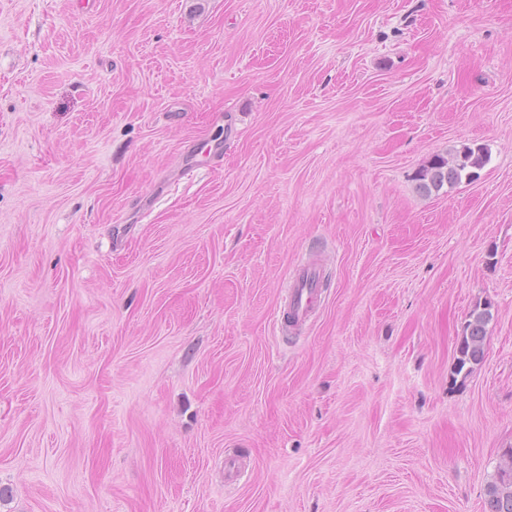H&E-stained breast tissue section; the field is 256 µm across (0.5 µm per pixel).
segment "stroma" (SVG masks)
<instances>
[{"instance_id":"35a3bbf8","label":"stroma","mask_w":512,"mask_h":512,"mask_svg":"<svg viewBox=\"0 0 512 512\" xmlns=\"http://www.w3.org/2000/svg\"><path fill=\"white\" fill-rule=\"evenodd\" d=\"M510 448L512 0H0V512H484ZM487 160L488 155L482 147L463 146L450 153L435 154L416 172V189L424 195H430L445 185L451 187L460 183L463 177L469 182L475 180L479 176L476 170L482 169ZM321 273L312 263L299 265L294 272L288 291L287 304L276 318V327L280 334H287L288 327H302L319 307L321 302ZM288 311V318L284 312ZM490 304L484 303L483 308L477 306L469 315V320L463 328L457 347L456 375L464 371V378L472 371L473 365L478 364L484 357V337L486 326L492 320Z\"/></svg>"}]
</instances>
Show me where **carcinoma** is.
Here are the masks:
<instances>
[{
  "mask_svg": "<svg viewBox=\"0 0 512 512\" xmlns=\"http://www.w3.org/2000/svg\"><path fill=\"white\" fill-rule=\"evenodd\" d=\"M487 160L488 155L481 147L463 146L450 153L436 154L416 172V189L429 195L440 191L446 185H456L464 178L475 180L478 178V170L485 166ZM492 318L488 303L470 313L458 342L456 374H470L473 365L483 359L486 326ZM485 494V512H512V471L506 473L498 467L495 468Z\"/></svg>",
  "mask_w": 512,
  "mask_h": 512,
  "instance_id": "carcinoma-1",
  "label": "carcinoma"
}]
</instances>
